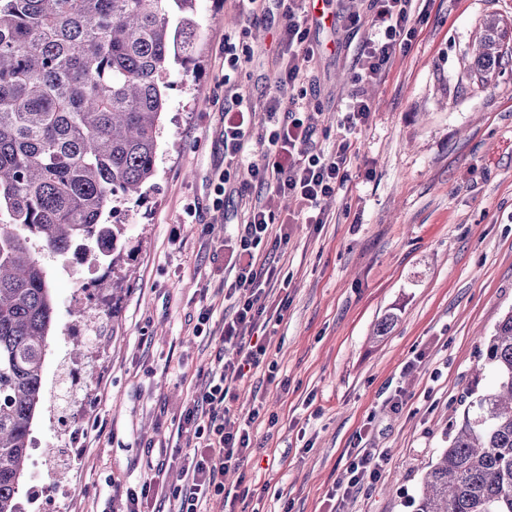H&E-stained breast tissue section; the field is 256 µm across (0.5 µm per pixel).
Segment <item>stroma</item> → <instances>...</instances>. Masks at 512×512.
<instances>
[{
	"label": "stroma",
	"instance_id": "obj_1",
	"mask_svg": "<svg viewBox=\"0 0 512 512\" xmlns=\"http://www.w3.org/2000/svg\"><path fill=\"white\" fill-rule=\"evenodd\" d=\"M246 19L232 0H196L199 52L170 65L167 110L158 133L156 174L147 197L121 207L118 294L99 295L98 335L83 370L72 420L81 430L67 467L29 466L23 488L59 484L54 510L122 512L119 487L136 488L150 469L175 482L186 454L178 420L224 355L222 328L229 240L241 201L255 197L245 168L224 162L225 37L252 56L236 80L257 111L280 95L276 39L279 0ZM417 33L380 84L373 112L353 134L345 181L327 223L292 224L287 244L257 251L288 282L281 321L267 330L266 365L255 369L233 407L261 405L254 449L226 486L253 489L243 512H330L357 436L386 449L379 480L351 498L348 512H413L411 501L470 401L483 342L512 309V61L482 83L473 48L487 18L507 29L512 0H421ZM315 55L306 103L318 115L316 143L333 151L363 33L311 28ZM230 181L214 209L220 173ZM55 325L44 378L53 389L77 335L74 293L89 265L49 262ZM213 306L196 333L202 303ZM397 321L384 335L378 323ZM421 362H414L416 352ZM402 390L405 404L385 401Z\"/></svg>",
	"mask_w": 512,
	"mask_h": 512
}]
</instances>
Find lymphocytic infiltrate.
<instances>
[{"instance_id":"1","label":"lymphocytic infiltrate","mask_w":512,"mask_h":512,"mask_svg":"<svg viewBox=\"0 0 512 512\" xmlns=\"http://www.w3.org/2000/svg\"><path fill=\"white\" fill-rule=\"evenodd\" d=\"M413 0H369V30L356 49L352 89L341 120L345 130H357L369 121L372 104L364 88L381 82L397 53L408 49L414 36ZM284 22L277 47L282 60L279 84L287 89L284 97L274 98L265 118H258L232 76L248 62V52L240 50L232 39L224 41V154L243 159L245 146L254 127H261V138L268 148L262 163L251 162L247 172L263 195L249 202L235 240L232 262L236 270L227 288L226 298L234 299L235 313L224 323V357L221 366L212 370L205 390L186 405L179 417L180 431L195 440L186 464L178 471L177 482L169 493L173 512H204L212 497H222L228 512H237L247 491L224 485V472L237 468L250 457L253 446L251 431L259 410L234 417L229 403L251 370L266 359L264 345L253 342L256 329L270 325L286 309V301L270 304L271 289L278 280L277 270L259 266L256 247L264 241L287 243L288 236L274 233L275 209L280 198H294L309 224L326 221V205L344 182L345 168L351 160L353 143L341 138L332 153L317 149L314 136L316 118L304 105L308 73L299 58H312L310 27L305 0H280ZM387 451L383 448H355L347 466V482L334 491L336 512H345L347 501L379 475Z\"/></svg>"}]
</instances>
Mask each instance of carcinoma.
<instances>
[{
    "label": "carcinoma",
    "instance_id": "cac0c4a2",
    "mask_svg": "<svg viewBox=\"0 0 512 512\" xmlns=\"http://www.w3.org/2000/svg\"><path fill=\"white\" fill-rule=\"evenodd\" d=\"M196 0H0V512L20 487L54 326L36 248L65 256L100 237L117 262V203L155 176L169 65L198 49ZM502 57L500 22L482 27L475 77ZM496 376L453 425L423 476L415 512H512V310L484 344Z\"/></svg>",
    "mask_w": 512,
    "mask_h": 512
}]
</instances>
